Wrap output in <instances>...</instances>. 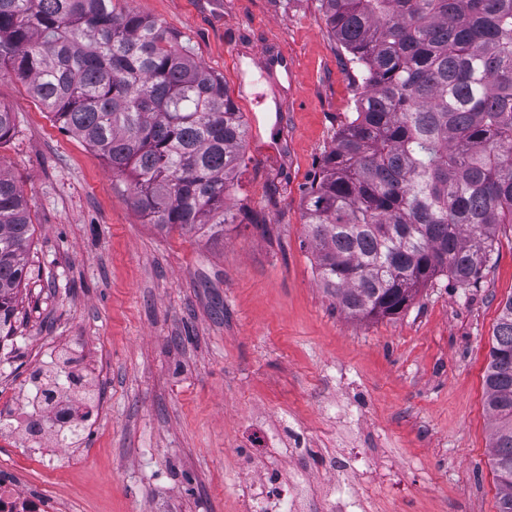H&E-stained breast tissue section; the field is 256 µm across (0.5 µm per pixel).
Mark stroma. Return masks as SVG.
<instances>
[{
	"instance_id": "1",
	"label": "stroma",
	"mask_w": 512,
	"mask_h": 512,
	"mask_svg": "<svg viewBox=\"0 0 512 512\" xmlns=\"http://www.w3.org/2000/svg\"><path fill=\"white\" fill-rule=\"evenodd\" d=\"M161 22L224 84L269 152L246 143L230 203L258 224L161 230L129 185L0 74L15 131L0 168L28 201L32 237L14 334L0 346V482L75 512H242L269 475L320 512H498L484 375L512 295V226L477 285L433 279L397 315H348L323 288L307 190L353 116L355 69L317 0H119ZM294 81L238 65L264 49ZM92 376L90 433L25 461L17 418L35 371Z\"/></svg>"
}]
</instances>
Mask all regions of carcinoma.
Segmentation results:
<instances>
[{"label":"carcinoma","mask_w":512,"mask_h":512,"mask_svg":"<svg viewBox=\"0 0 512 512\" xmlns=\"http://www.w3.org/2000/svg\"><path fill=\"white\" fill-rule=\"evenodd\" d=\"M119 0H0V70L131 178L161 228L224 237L247 126L224 78ZM362 67L355 116L306 203L325 290L351 315L400 313L440 275L482 278L512 224V0H318ZM14 113L0 107V143ZM32 220L0 170V335H12ZM499 512H512V295L485 375Z\"/></svg>","instance_id":"obj_1"}]
</instances>
